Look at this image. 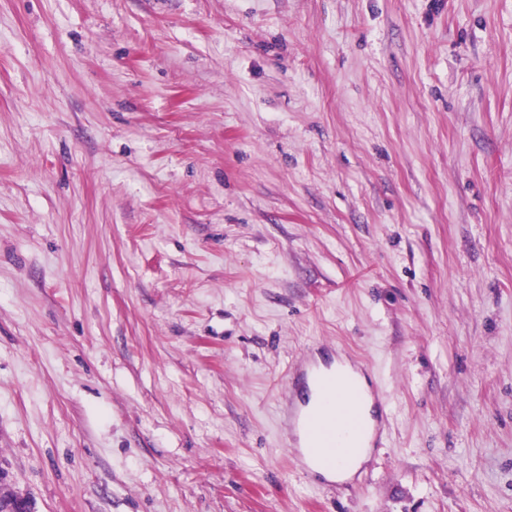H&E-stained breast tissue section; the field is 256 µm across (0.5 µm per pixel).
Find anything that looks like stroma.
<instances>
[{"label":"stroma","instance_id":"obj_1","mask_svg":"<svg viewBox=\"0 0 512 512\" xmlns=\"http://www.w3.org/2000/svg\"><path fill=\"white\" fill-rule=\"evenodd\" d=\"M387 407L291 464L287 371ZM0 470L32 512H512V0H0Z\"/></svg>","mask_w":512,"mask_h":512}]
</instances>
